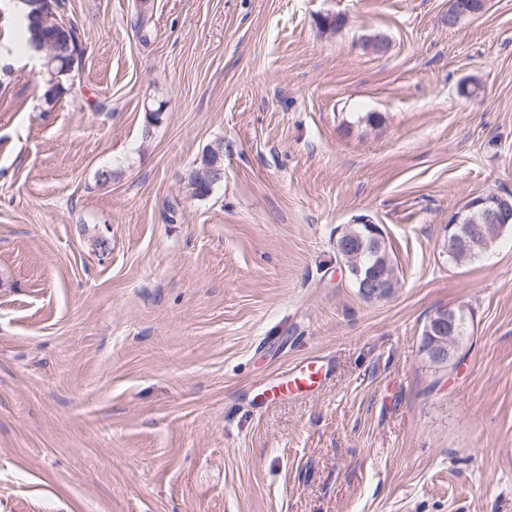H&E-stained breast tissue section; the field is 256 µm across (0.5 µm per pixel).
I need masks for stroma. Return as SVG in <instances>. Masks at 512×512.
I'll use <instances>...</instances> for the list:
<instances>
[{"instance_id":"obj_1","label":"stroma","mask_w":512,"mask_h":512,"mask_svg":"<svg viewBox=\"0 0 512 512\" xmlns=\"http://www.w3.org/2000/svg\"><path fill=\"white\" fill-rule=\"evenodd\" d=\"M68 3L67 92L0 77V512H512V229L442 249L464 197L512 192V0H150L146 44L137 0ZM364 215L400 272L377 301L336 257ZM311 356L321 387L266 403ZM487 0L448 1V23L455 25L463 19L482 15L487 9ZM217 156H220V164L219 167L222 166V158L224 156V147L223 145H218L216 150H213L212 152L208 153L204 158V166L202 167L201 171H197L194 173L190 178L188 185L192 189V194L196 197H204L208 196L210 192L212 191V187L218 180L221 179L220 174L222 173V169L217 168L216 166H213L210 168L211 170V177L216 176V180L209 179L206 175H203L202 173L205 171V168L209 165L214 164ZM441 311H443V310L436 312L433 316L434 317L437 316ZM431 321H429V319H428V321L425 323L423 331H422V336H423L422 345H421L422 352L424 353V355L427 358V360L429 361V363L432 364L433 366H436L439 368L448 367V365L455 359V356H456L455 349L458 347V344L464 334L466 322L461 323V326L459 328V322L457 320V313H456V315H451L449 313H448V315H440L438 317H435L433 321L441 326H446V324H448V333L440 335V334L433 332V335H430L426 332V327L428 326V323ZM458 328H459V331L456 333ZM448 336H451V337L448 338ZM440 345L452 352V357H450L446 361L445 360L437 361L431 357V351H433L434 348H436Z\"/></svg>"}]
</instances>
